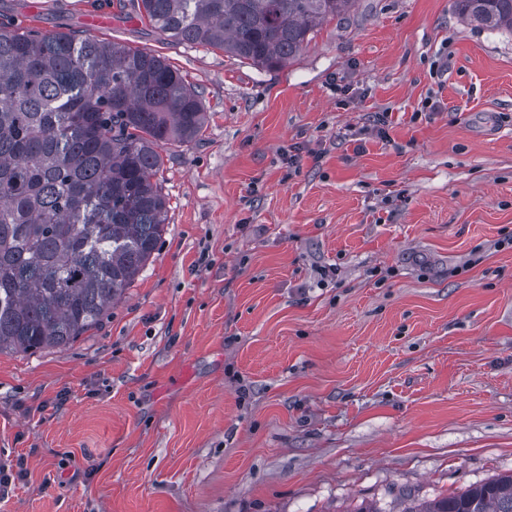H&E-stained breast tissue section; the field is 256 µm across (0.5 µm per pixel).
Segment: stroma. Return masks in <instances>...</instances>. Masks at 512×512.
<instances>
[{
    "label": "stroma",
    "mask_w": 512,
    "mask_h": 512,
    "mask_svg": "<svg viewBox=\"0 0 512 512\" xmlns=\"http://www.w3.org/2000/svg\"><path fill=\"white\" fill-rule=\"evenodd\" d=\"M0 22L152 50L208 115L159 150L168 226L122 298L0 353V512H403L512 471V34L356 0L268 70L131 0Z\"/></svg>",
    "instance_id": "35a3bbf8"
}]
</instances>
